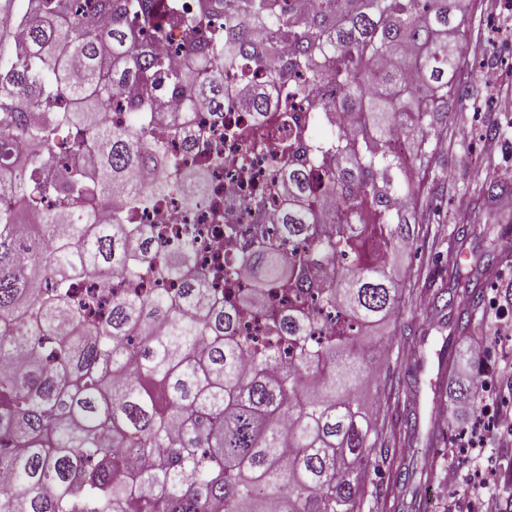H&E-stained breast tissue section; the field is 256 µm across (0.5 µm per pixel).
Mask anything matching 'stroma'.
Wrapping results in <instances>:
<instances>
[{
	"label": "stroma",
	"instance_id": "obj_1",
	"mask_svg": "<svg viewBox=\"0 0 512 512\" xmlns=\"http://www.w3.org/2000/svg\"><path fill=\"white\" fill-rule=\"evenodd\" d=\"M512 25V11L489 16L484 0L473 6V22L464 37L455 80L463 89L442 117V149L428 156L418 170L421 204L406 220L415 233L409 244L391 257L400 281L401 302L396 318L366 333L362 348L367 380L355 394L359 406L376 418L375 450L370 457L371 481L361 512H409L420 499L427 512H445L448 499L472 477L470 452L448 443L449 433L471 431L482 424L480 410L464 417L439 419L431 391L433 382L447 383L457 365L442 363L449 343L476 342L484 347L467 375H480L478 395L483 403L512 407V377L498 368L497 352L487 339L496 320L512 321V258L501 262L505 285L496 287L484 275L488 252L512 240V34L491 36L492 26ZM495 65L500 85L490 90L481 76ZM495 130L498 152L493 168H486L482 138ZM496 181L504 193L497 198L477 196L476 188ZM456 255L482 297L471 326L456 328L458 310L436 302L448 285V257ZM417 386H408L409 377ZM417 417L416 429L404 423ZM413 466V486L401 488L396 473Z\"/></svg>",
	"mask_w": 512,
	"mask_h": 512
}]
</instances>
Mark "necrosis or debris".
I'll list each match as a JSON object with an SVG mask.
<instances>
[{"label":"necrosis or debris","instance_id":"obj_1","mask_svg":"<svg viewBox=\"0 0 512 512\" xmlns=\"http://www.w3.org/2000/svg\"><path fill=\"white\" fill-rule=\"evenodd\" d=\"M267 71L253 67L226 82L223 117H216L202 103L185 106L162 92L157 96L160 117L144 126L142 139L154 143L161 127L180 128L179 137L166 140L165 150L179 164L180 173L202 172L203 199L188 202L183 186L167 192L158 205L138 211L136 223L146 225L156 250H164L177 239L190 238L196 263L207 269L209 288L223 290L226 258L243 254L256 225L268 223L271 214L285 203L283 187L268 188L263 210L250 208L249 201L264 182L287 134L282 121L303 126L309 140H325L333 130H349L350 116L331 113L323 124L307 123L306 100L293 99L288 111L273 110L257 117L241 106L239 97L248 89L262 87ZM257 149L246 152V144Z\"/></svg>","mask_w":512,"mask_h":512}]
</instances>
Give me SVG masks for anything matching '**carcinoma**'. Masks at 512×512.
Instances as JSON below:
<instances>
[{"label": "carcinoma", "mask_w": 512, "mask_h": 512, "mask_svg": "<svg viewBox=\"0 0 512 512\" xmlns=\"http://www.w3.org/2000/svg\"><path fill=\"white\" fill-rule=\"evenodd\" d=\"M0 0V144L28 139L29 155L0 165V512H356L370 482L375 422L353 395L367 377L360 333L397 314L389 255L411 239L395 208L414 197L408 162L390 150L410 124L417 155L442 137L437 115L460 86L453 80L469 23L465 0H198L185 23L163 0ZM224 14V31L210 33ZM181 27V67L139 38L137 25ZM32 33L12 53L7 28ZM274 63L248 94L255 114L282 101L285 77L308 95L334 92L310 112L343 109L359 122L322 143L289 134L283 150L302 157L276 170L288 204L252 248L224 262V299L194 268L191 244L168 254L150 245L136 208L163 198L174 162L138 144L158 88L224 111V82L253 63ZM413 75L418 91L404 84ZM137 83L130 123L106 121L115 88ZM89 147L92 168L58 166L61 132ZM336 154L323 172L317 157ZM340 211L336 237H322L321 210ZM110 208V220L93 219ZM377 222L367 224L365 210ZM28 235L41 252L21 255ZM307 242L300 254L284 242ZM334 251L346 265L327 280L310 266ZM179 283L142 297H116L102 322L75 305L81 276L108 287L155 264ZM50 274L46 291L34 288ZM445 305L468 328L479 306L471 278L448 262ZM257 288L244 295L237 281ZM313 294L309 307L272 320L260 340L236 326L261 313L262 291ZM336 310L328 335L311 336L323 307ZM474 380L448 379L434 394L468 402ZM139 458H127L129 449Z\"/></svg>", "instance_id": "carcinoma-1"}]
</instances>
